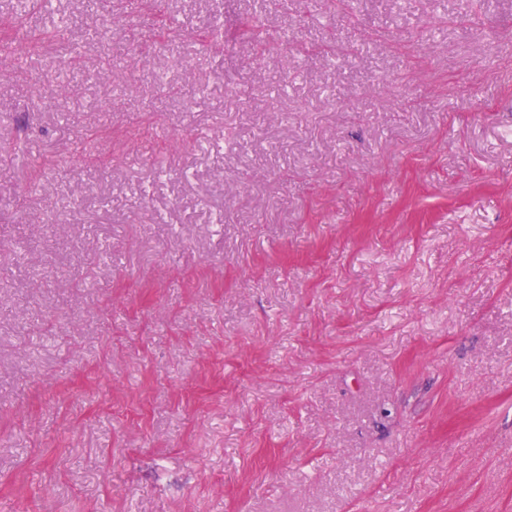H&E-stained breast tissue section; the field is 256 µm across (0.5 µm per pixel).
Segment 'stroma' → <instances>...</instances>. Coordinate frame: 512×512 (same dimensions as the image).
<instances>
[{
	"label": "stroma",
	"mask_w": 512,
	"mask_h": 512,
	"mask_svg": "<svg viewBox=\"0 0 512 512\" xmlns=\"http://www.w3.org/2000/svg\"><path fill=\"white\" fill-rule=\"evenodd\" d=\"M348 2L0 0V512H512V0Z\"/></svg>",
	"instance_id": "stroma-1"
}]
</instances>
